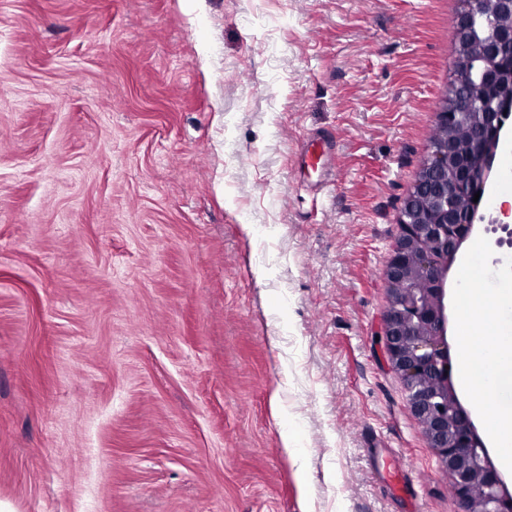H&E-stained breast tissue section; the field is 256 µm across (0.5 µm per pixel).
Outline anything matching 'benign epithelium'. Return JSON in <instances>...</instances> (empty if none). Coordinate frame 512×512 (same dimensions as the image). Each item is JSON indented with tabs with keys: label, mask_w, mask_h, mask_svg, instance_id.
<instances>
[{
	"label": "benign epithelium",
	"mask_w": 512,
	"mask_h": 512,
	"mask_svg": "<svg viewBox=\"0 0 512 512\" xmlns=\"http://www.w3.org/2000/svg\"><path fill=\"white\" fill-rule=\"evenodd\" d=\"M458 64L385 268L384 336L408 404L461 512H512V490L456 396L448 354V270L483 223L497 150L512 129V0H461Z\"/></svg>",
	"instance_id": "1"
}]
</instances>
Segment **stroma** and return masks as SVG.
Segmentation results:
<instances>
[{
  "label": "stroma",
  "mask_w": 512,
  "mask_h": 512,
  "mask_svg": "<svg viewBox=\"0 0 512 512\" xmlns=\"http://www.w3.org/2000/svg\"><path fill=\"white\" fill-rule=\"evenodd\" d=\"M459 0H0V502L460 512L386 262Z\"/></svg>",
  "instance_id": "stroma-1"
}]
</instances>
